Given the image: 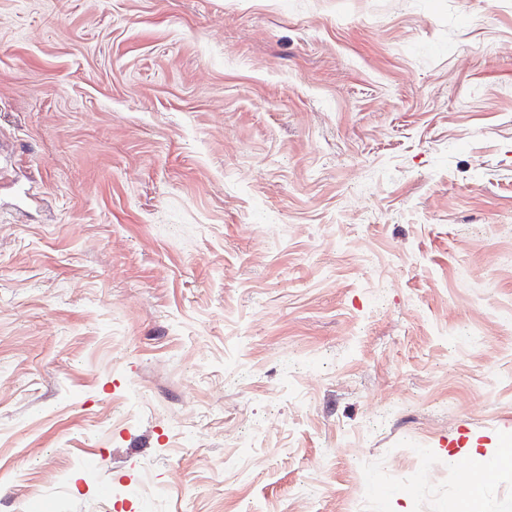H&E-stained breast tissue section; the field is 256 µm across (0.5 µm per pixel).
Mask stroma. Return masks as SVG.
Instances as JSON below:
<instances>
[{
	"label": "stroma",
	"instance_id": "1",
	"mask_svg": "<svg viewBox=\"0 0 512 512\" xmlns=\"http://www.w3.org/2000/svg\"><path fill=\"white\" fill-rule=\"evenodd\" d=\"M509 439L512 0H0V512H447Z\"/></svg>",
	"mask_w": 512,
	"mask_h": 512
}]
</instances>
